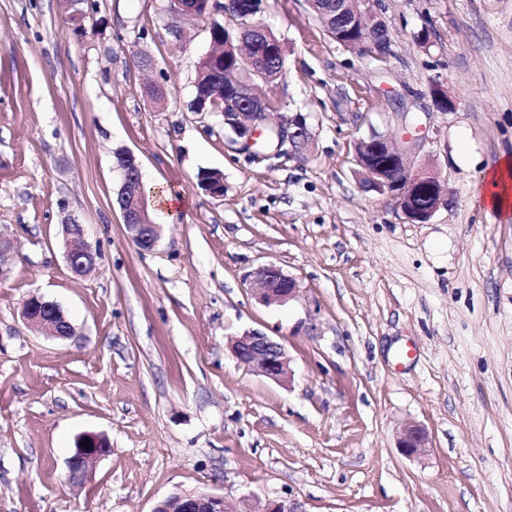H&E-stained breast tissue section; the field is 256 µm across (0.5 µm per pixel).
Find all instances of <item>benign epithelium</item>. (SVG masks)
I'll return each mask as SVG.
<instances>
[{
	"instance_id": "benign-epithelium-1",
	"label": "benign epithelium",
	"mask_w": 512,
	"mask_h": 512,
	"mask_svg": "<svg viewBox=\"0 0 512 512\" xmlns=\"http://www.w3.org/2000/svg\"><path fill=\"white\" fill-rule=\"evenodd\" d=\"M365 11L373 16L381 35L374 37L365 32L358 40L359 47L371 49L372 54L380 57L392 53V42L384 36L388 32L387 23L374 10L371 0H358ZM83 0H59L63 11L76 28H81L84 19L80 4ZM168 10L184 19H196L209 15L214 10L213 0H169ZM259 31L250 20V15L241 17L236 26L234 40L240 42L246 36ZM220 68L211 53L201 57L197 77L194 82V111L206 112L208 106L224 103V138L237 145L239 150L249 152L257 143L264 130L275 133V153L299 154L311 138V130L306 118L299 112L283 116L279 122L269 125L264 107L270 100L261 97L253 100L255 120L244 126L240 122L241 101L237 92L224 87L219 79ZM426 137L418 133L402 134V146H393L388 134L371 132L361 142L374 146L375 151H383L391 157L387 166H374L370 159L357 156L358 162L369 176L368 186L388 193L398 203L406 219L412 223H425L441 208L453 203L452 192L439 175L427 166H415L414 154ZM115 169L120 173V187L117 204L122 214L131 240L139 250H154L160 236V225L152 222L146 203V193L140 174L137 157L130 151L115 154ZM426 186L433 196V203L426 209L417 210L412 206V197L420 186ZM63 247L71 272L76 276L86 274L90 261V245L85 240L82 224L63 225ZM14 260V248L10 240L0 236V282L6 280L11 272ZM251 288L255 298L263 304L285 303L294 299L299 287L297 281L285 274L275 263L259 266L251 274ZM22 319L27 325L41 334L58 339H67L74 335V326L68 320L61 307L41 295L27 298L21 309ZM231 349L236 359L255 374L267 379L283 382L290 377L288 357L281 343L259 330H249L235 337ZM86 441L89 446L81 445ZM428 443L425 429L410 424L403 428L399 448L410 457L424 452ZM108 439L98 433L86 432L77 436L72 455L68 460L69 480L79 483L87 476L89 466L97 459L110 453ZM153 512H239L235 504L225 496L201 492L177 490L158 501Z\"/></svg>"
}]
</instances>
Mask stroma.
<instances>
[{
    "mask_svg": "<svg viewBox=\"0 0 512 512\" xmlns=\"http://www.w3.org/2000/svg\"><path fill=\"white\" fill-rule=\"evenodd\" d=\"M165 5L86 0L78 29L58 0H0V234L17 250L0 282V512H152L180 489L239 512H512V210L479 195L512 154V0H382L383 64L332 41L305 0H265L285 72L262 92L312 139L261 160L225 140L222 114L188 108L222 12L184 22ZM400 112L426 133L415 163L454 198L424 224L357 161L370 129L399 139ZM120 150L185 201L168 213L148 195L150 252L116 205ZM71 221L97 251L82 276L60 244ZM268 262L295 300L254 299L249 274ZM34 294L73 336L23 322ZM253 329L283 344L289 382L233 356ZM409 423L428 433L417 457L398 448ZM84 432L112 450L74 485Z\"/></svg>",
    "mask_w": 512,
    "mask_h": 512,
    "instance_id": "obj_1",
    "label": "stroma"
}]
</instances>
